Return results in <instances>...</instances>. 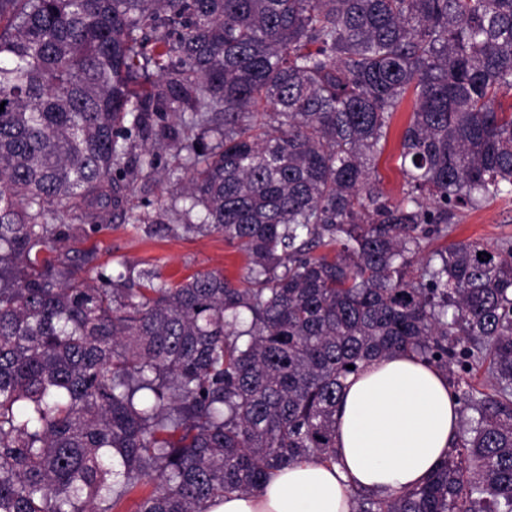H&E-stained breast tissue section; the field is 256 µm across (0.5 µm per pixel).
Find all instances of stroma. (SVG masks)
Wrapping results in <instances>:
<instances>
[{
    "label": "stroma",
    "instance_id": "1",
    "mask_svg": "<svg viewBox=\"0 0 512 512\" xmlns=\"http://www.w3.org/2000/svg\"><path fill=\"white\" fill-rule=\"evenodd\" d=\"M411 112L403 104L390 129L388 144L377 166V181L391 199H399L405 185L400 166L399 142ZM161 164L150 179H137L131 185L124 203L125 209L137 213L165 210L160 224H132L115 217L107 224L90 230H74L69 241L72 248L92 250L97 262L116 274L136 278L139 271L157 267L164 280L180 281L195 273L219 270L232 279H240L250 264L248 255L237 247L227 245L216 233L185 232L178 216L181 201L171 192L169 170L175 163L176 148L164 138H157ZM512 238V199H494L478 211H466L455 219L447 240L432 242V249L444 248L446 243L478 240L495 244L501 238Z\"/></svg>",
    "mask_w": 512,
    "mask_h": 512
}]
</instances>
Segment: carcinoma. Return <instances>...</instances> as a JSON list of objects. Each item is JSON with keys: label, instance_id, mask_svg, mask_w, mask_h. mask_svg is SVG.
I'll return each instance as SVG.
<instances>
[{"label": "carcinoma", "instance_id": "obj_1", "mask_svg": "<svg viewBox=\"0 0 512 512\" xmlns=\"http://www.w3.org/2000/svg\"><path fill=\"white\" fill-rule=\"evenodd\" d=\"M503 89L512 0H0V512H208L336 460L347 377L397 353L474 416L354 512H512V239L424 255L512 197ZM408 98L393 201L375 170ZM181 115L185 229L251 262L129 287L54 220L112 217L159 166L132 147Z\"/></svg>", "mask_w": 512, "mask_h": 512}]
</instances>
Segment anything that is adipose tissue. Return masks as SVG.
<instances>
[{
  "label": "adipose tissue",
  "mask_w": 512,
  "mask_h": 512,
  "mask_svg": "<svg viewBox=\"0 0 512 512\" xmlns=\"http://www.w3.org/2000/svg\"><path fill=\"white\" fill-rule=\"evenodd\" d=\"M336 418V461L294 463L262 493L210 512H351L354 490L386 497L419 485L446 457L460 408L442 371L395 354L349 376Z\"/></svg>",
  "instance_id": "adipose-tissue-1"
}]
</instances>
